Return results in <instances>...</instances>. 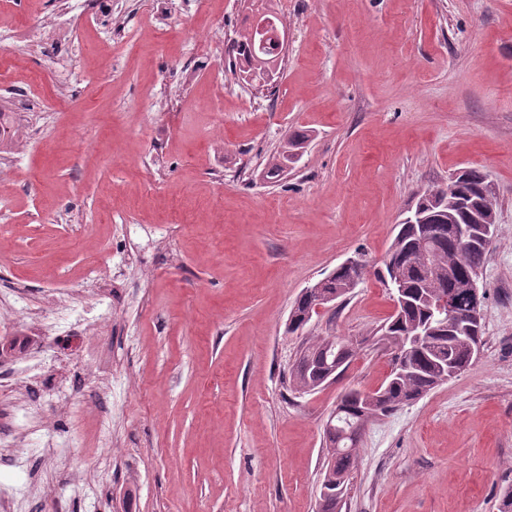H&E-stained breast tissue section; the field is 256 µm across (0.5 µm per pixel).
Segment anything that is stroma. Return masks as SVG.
Segmentation results:
<instances>
[{
    "mask_svg": "<svg viewBox=\"0 0 512 512\" xmlns=\"http://www.w3.org/2000/svg\"><path fill=\"white\" fill-rule=\"evenodd\" d=\"M288 51L272 87L232 67L248 0H0V60L12 65L0 109L40 136L0 183V299L67 309L31 333L0 328V378L94 361L85 317L114 377L76 379L74 416L42 410L66 445L44 448L25 409L0 426L26 435L0 461V493L45 512L29 473L87 475L65 512H317L324 428L349 388L378 387L389 351L371 342L392 311L365 276L353 296L296 333L302 289L356 251L382 260L418 196L464 168L495 189L497 224L480 274L483 343L457 377L371 420L342 512H498L512 485V0H274ZM59 18L71 35L77 97L51 98L53 48L5 54L11 27ZM308 135L275 180L263 171L288 135ZM112 298L95 300L98 274ZM336 336L362 346L336 383L299 394L303 347ZM119 463L93 475L100 413Z\"/></svg>",
    "mask_w": 512,
    "mask_h": 512,
    "instance_id": "1",
    "label": "stroma"
}]
</instances>
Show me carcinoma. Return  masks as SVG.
<instances>
[{"label": "carcinoma", "instance_id": "cac0c4a2", "mask_svg": "<svg viewBox=\"0 0 512 512\" xmlns=\"http://www.w3.org/2000/svg\"><path fill=\"white\" fill-rule=\"evenodd\" d=\"M235 65L240 72L255 78H264V67L276 62L278 53L273 46H260L253 27L242 30L231 46ZM307 135L295 131L288 137V145L272 156L267 175L276 176L292 160V152L301 148ZM485 175L476 168L465 169L449 178L448 184L438 186L420 195L415 204L429 224H448V216L462 220L468 214L486 219L496 213V197L484 186ZM391 247L401 256L398 278L405 291L407 306L401 316H389L380 326L378 340L391 350V370L384 380L386 396L379 413H390L409 401L418 399L445 381L465 371L474 361L458 328L466 321L450 322L437 316L427 300L444 291L451 295L453 306L459 313L470 310L471 298L464 284L479 276L487 249L467 251L461 265L448 263V250L452 243L448 234L437 241H425L408 224L397 225ZM354 292L349 287V275L335 269L324 278L303 289L290 313L288 330L295 332L304 326V319L321 296L333 300L343 299ZM429 325L428 343L422 349L400 347L398 340L406 336L410 327ZM346 342L326 337L309 344L290 369V380L295 389H319L331 370L342 372L353 357V349H344ZM365 407L355 389L345 392L334 411L333 427L325 431L326 473L334 478H323L322 488L328 492L323 498L325 512H333L336 500L344 499L350 475L356 466L357 445L361 437L357 423Z\"/></svg>", "mask_w": 512, "mask_h": 512}]
</instances>
